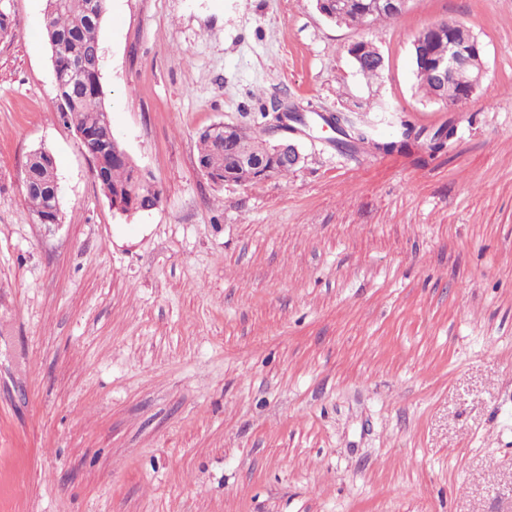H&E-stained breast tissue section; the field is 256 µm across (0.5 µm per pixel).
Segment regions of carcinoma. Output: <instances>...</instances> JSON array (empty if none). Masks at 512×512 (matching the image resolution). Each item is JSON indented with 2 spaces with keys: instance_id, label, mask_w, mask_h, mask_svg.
I'll return each instance as SVG.
<instances>
[{
  "instance_id": "obj_1",
  "label": "carcinoma",
  "mask_w": 512,
  "mask_h": 512,
  "mask_svg": "<svg viewBox=\"0 0 512 512\" xmlns=\"http://www.w3.org/2000/svg\"><path fill=\"white\" fill-rule=\"evenodd\" d=\"M107 0H46L43 16V35L49 46H55L58 53L72 62H84L102 56L99 33L106 14ZM392 14L378 11L366 15L363 5L352 0L346 14L347 27L388 20ZM416 85L425 97L446 100L457 97L468 86L469 77L462 73L448 85H439L428 76L419 59H414ZM65 83L62 94L56 95L58 112L74 123L76 129L97 128L105 131V117L108 112L106 94L101 79L90 84V79L68 69L63 70ZM336 149L343 152L358 150L369 145L376 150L388 151L395 143H380L370 133L348 122L343 116L336 117ZM200 165L218 173L236 184L253 185L263 181L255 166L259 163L270 165L271 157L260 150L259 141L251 128L236 125L224 132L207 128L199 134ZM100 180L103 192L117 188L130 189L134 196L144 202H151L158 191L142 176H135V167L107 153L99 158ZM26 176L28 186L26 201L33 214L47 209L58 196L57 166L42 151H35L27 158Z\"/></svg>"
}]
</instances>
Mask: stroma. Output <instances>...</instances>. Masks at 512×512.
<instances>
[{
    "label": "stroma",
    "instance_id": "1",
    "mask_svg": "<svg viewBox=\"0 0 512 512\" xmlns=\"http://www.w3.org/2000/svg\"><path fill=\"white\" fill-rule=\"evenodd\" d=\"M9 4L0 512H512V0H408L356 27L314 0H108L112 127L160 191L128 217L57 110L45 0ZM449 19L485 65L458 107L413 76L414 36ZM272 99L313 107L303 168L209 181L199 131L260 129ZM338 112L422 136L344 155ZM38 148L53 227L26 203ZM52 159L54 157L48 151L43 150ZM42 151H34L30 153L24 165V186L25 170L28 186L26 189V201L29 204L32 214H40L47 209L51 201L57 197V166L54 165Z\"/></svg>",
    "mask_w": 512,
    "mask_h": 512
}]
</instances>
